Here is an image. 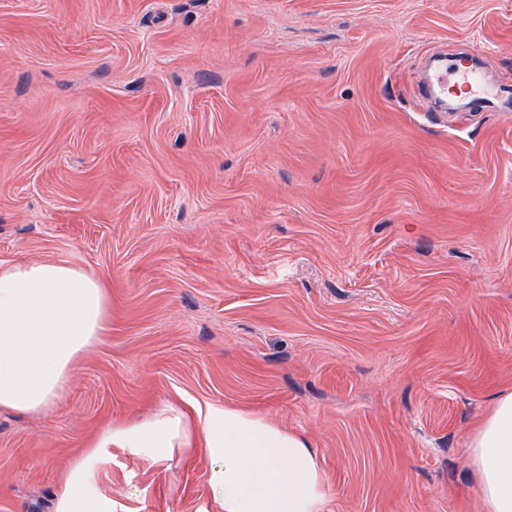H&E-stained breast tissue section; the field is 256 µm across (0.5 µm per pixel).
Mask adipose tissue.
<instances>
[{"label": "adipose tissue", "instance_id": "ef3b65f1", "mask_svg": "<svg viewBox=\"0 0 512 512\" xmlns=\"http://www.w3.org/2000/svg\"><path fill=\"white\" fill-rule=\"evenodd\" d=\"M110 317L104 276L54 261L0 268V411L40 414L99 342ZM158 465L199 448L211 463L206 494L218 512H326L329 489L311 443L261 416L208 404L194 415L164 406L107 428L70 466L55 512H114L95 473L109 448ZM469 460L484 512H512V392L474 430Z\"/></svg>", "mask_w": 512, "mask_h": 512}]
</instances>
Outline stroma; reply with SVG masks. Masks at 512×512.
Instances as JSON below:
<instances>
[{"mask_svg":"<svg viewBox=\"0 0 512 512\" xmlns=\"http://www.w3.org/2000/svg\"><path fill=\"white\" fill-rule=\"evenodd\" d=\"M508 93L432 112L424 60ZM106 276L112 324L40 416L0 412V512H54L112 423L256 413L327 512H483L512 392V0H0V265ZM210 469L120 450L116 512H201ZM469 460L484 512H512V392L496 397L472 433Z\"/></svg>","mask_w":512,"mask_h":512,"instance_id":"35a3bbf8","label":"stroma"}]
</instances>
